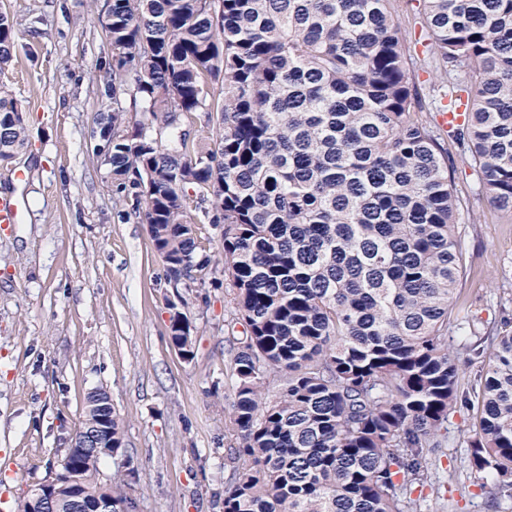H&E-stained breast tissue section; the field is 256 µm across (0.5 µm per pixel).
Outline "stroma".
<instances>
[{"label":"stroma","mask_w":512,"mask_h":512,"mask_svg":"<svg viewBox=\"0 0 512 512\" xmlns=\"http://www.w3.org/2000/svg\"><path fill=\"white\" fill-rule=\"evenodd\" d=\"M0 10L14 22L0 80L27 126L24 148L0 162V194L20 210L17 223L0 224V512H15L21 493L57 471L98 388L126 440L100 476L124 466L139 489L135 512H223L224 450L235 443L224 419L241 332L230 298L222 288L186 292L196 336L184 360L168 337L176 290L147 225L124 217L90 140L113 108L92 77L110 52L97 13L87 0H0ZM455 187L467 268L450 335L460 342L512 329V215L481 192L468 163L457 162ZM475 431V408L457 405L420 512H512V499L490 501L486 475L469 466Z\"/></svg>","instance_id":"obj_1"}]
</instances>
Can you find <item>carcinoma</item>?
I'll return each instance as SVG.
<instances>
[{
  "mask_svg": "<svg viewBox=\"0 0 512 512\" xmlns=\"http://www.w3.org/2000/svg\"><path fill=\"white\" fill-rule=\"evenodd\" d=\"M418 2L440 78L429 111L464 107L448 137L512 214V0ZM99 18L112 64L93 79L116 104L103 122L115 192L149 226L168 282L230 281L243 326L224 512H412L460 403L479 418L471 468L495 477L494 498H512V331L462 344L489 355L459 393L449 330L463 205L392 0H106ZM12 47L0 12V71ZM123 95L142 114L130 131ZM196 112L215 139L178 131ZM25 142L0 83V160ZM191 207L222 227L220 259ZM168 306L169 337L190 360L196 327L184 301ZM100 425L119 454L124 424L103 389L87 394L81 429ZM107 457H63L55 512H72L74 483L134 508L127 474L99 480Z\"/></svg>",
  "mask_w": 512,
  "mask_h": 512,
  "instance_id": "cac0c4a2",
  "label": "carcinoma"
}]
</instances>
